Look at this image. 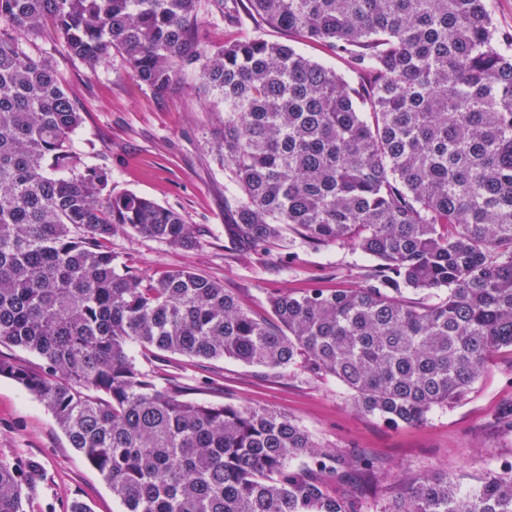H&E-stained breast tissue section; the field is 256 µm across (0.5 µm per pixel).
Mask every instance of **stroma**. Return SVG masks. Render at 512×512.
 Wrapping results in <instances>:
<instances>
[{"mask_svg":"<svg viewBox=\"0 0 512 512\" xmlns=\"http://www.w3.org/2000/svg\"><path fill=\"white\" fill-rule=\"evenodd\" d=\"M30 52L49 60L84 114L73 136L75 150L107 166L120 191L148 196L194 225L200 244L184 249L154 239L117 236L112 251L144 279L189 267L222 284L242 306L266 314L271 296L308 288H352L376 263L345 244L312 248L300 240L241 248L226 203L236 190L224 176L214 142L224 126V106L205 103L195 72H185L178 94L159 98L128 75L120 57L89 71L69 58L60 43L38 39ZM160 386H185L189 398L270 408L304 427L317 443L345 455L380 460L376 474L353 470L333 485L339 496L357 494L361 512H379L405 479L454 474L463 488L484 473L512 462V429L499 422L512 405V351L494 353L483 380L460 402L434 409L407 425L356 411L348 389L330 375L301 367L275 373L230 358L198 360L173 355ZM0 460L39 463L27 512H68L73 499L93 512H122L100 474L71 448L52 414L17 383L0 378Z\"/></svg>","mask_w":512,"mask_h":512,"instance_id":"stroma-1","label":"stroma"}]
</instances>
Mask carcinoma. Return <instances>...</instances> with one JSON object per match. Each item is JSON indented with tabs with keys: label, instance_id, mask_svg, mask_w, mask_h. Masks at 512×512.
I'll list each match as a JSON object with an SVG mask.
<instances>
[{
	"label": "carcinoma",
	"instance_id": "obj_1",
	"mask_svg": "<svg viewBox=\"0 0 512 512\" xmlns=\"http://www.w3.org/2000/svg\"><path fill=\"white\" fill-rule=\"evenodd\" d=\"M244 1L289 42L213 48L200 0H0V345L42 360L0 356V377L51 412L123 512H359L326 486L379 470L283 414L158 386L167 353L299 365L335 376L360 413L417 424L512 348V37L486 0H215L225 25ZM22 36L60 41L92 72L115 54L157 97L198 72L224 103L218 159L240 243H347L376 271L277 294L266 315L191 268L118 273L113 237L194 248L196 229L73 149L82 112ZM38 472L0 461V512H24ZM383 512H512V467L467 491L448 474L398 477ZM300 51L310 58L326 62L330 66L334 67L337 71L344 74L348 79L352 80L351 74L346 70L345 64L341 59L334 57L329 54L322 46L315 43H307L298 45Z\"/></svg>",
	"mask_w": 512,
	"mask_h": 512
}]
</instances>
